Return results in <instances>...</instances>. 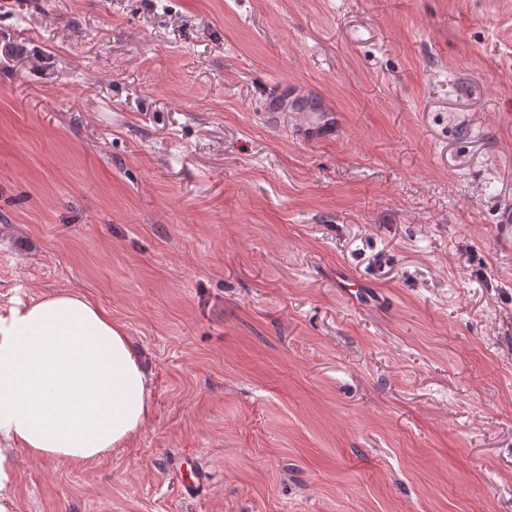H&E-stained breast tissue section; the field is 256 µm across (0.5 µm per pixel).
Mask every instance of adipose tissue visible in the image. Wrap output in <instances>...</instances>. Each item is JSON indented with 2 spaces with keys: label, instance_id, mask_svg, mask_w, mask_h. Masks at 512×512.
Here are the masks:
<instances>
[{
  "label": "adipose tissue",
  "instance_id": "ef3b65f1",
  "mask_svg": "<svg viewBox=\"0 0 512 512\" xmlns=\"http://www.w3.org/2000/svg\"><path fill=\"white\" fill-rule=\"evenodd\" d=\"M151 413L149 371L84 293L19 300L0 313V440L84 464L124 447Z\"/></svg>",
  "mask_w": 512,
  "mask_h": 512
}]
</instances>
